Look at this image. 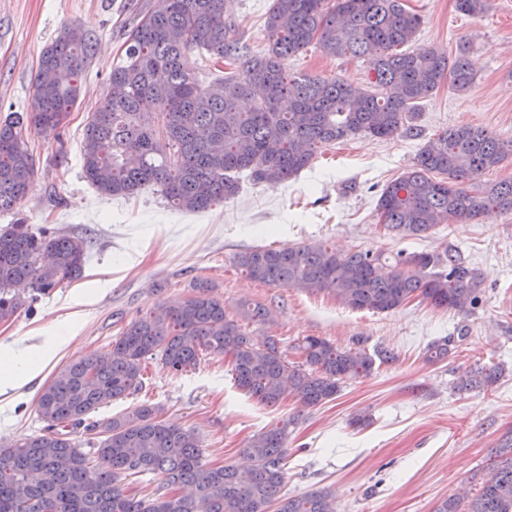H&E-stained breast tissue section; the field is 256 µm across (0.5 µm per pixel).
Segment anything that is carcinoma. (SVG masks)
Here are the masks:
<instances>
[{
  "instance_id": "1",
  "label": "carcinoma",
  "mask_w": 512,
  "mask_h": 512,
  "mask_svg": "<svg viewBox=\"0 0 512 512\" xmlns=\"http://www.w3.org/2000/svg\"><path fill=\"white\" fill-rule=\"evenodd\" d=\"M227 0H157L140 4L130 29L125 64L112 71L106 93L88 121L82 144L86 180L101 193L130 197L155 188L176 207L208 209L234 197L239 175L275 186L308 168L320 144L366 133L388 139L410 127L420 103L443 82L457 92L474 75L466 47L453 55L412 42L421 17L403 0H273L265 28L272 44L253 52L226 8ZM488 0H455L477 17ZM316 44L328 55L375 60L364 87L338 78L295 75L288 59ZM198 48L233 71L203 88L182 66ZM94 53V40L61 34L42 53L33 80V109L0 120V212L27 194L36 174L28 134L59 140L81 87L64 83ZM512 156V140L484 129L455 126L427 140L413 166L382 190L377 201L385 228L423 236L450 221L467 223L490 211H512V180L471 190L485 171ZM442 178L437 180L431 174ZM88 240L31 224L0 230V323L83 271ZM247 277L266 285L286 282L324 290L354 310L388 312L421 297L439 308L469 314L481 282L461 258L443 253L340 254L327 246L274 250L256 247L235 256ZM205 279L177 305L160 304L130 322L107 349L63 366L39 397L42 430L0 446V512H336L330 494L283 493L289 418L249 438L240 454L246 467L205 462L192 428L166 423L160 409L142 404L103 420L90 415L143 389L142 363L155 356L174 374L195 367L200 354L230 358L235 385L266 406L291 396L313 408L335 397L340 384L371 374L397 355L362 345L341 348L319 336L295 346L290 362L278 341L249 329L268 309L244 301L239 319ZM451 339L433 342L431 362L448 357ZM502 368L478 366L455 388L494 384ZM95 448L93 468L72 435ZM478 494L450 495L435 512H512V432L489 457ZM151 473L161 486L151 496L126 488L124 478Z\"/></svg>"
}]
</instances>
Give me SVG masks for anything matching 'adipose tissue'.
Here are the masks:
<instances>
[{
  "label": "adipose tissue",
  "instance_id": "obj_1",
  "mask_svg": "<svg viewBox=\"0 0 512 512\" xmlns=\"http://www.w3.org/2000/svg\"><path fill=\"white\" fill-rule=\"evenodd\" d=\"M75 329V322L70 321L44 336L40 343L30 344L18 339L1 344L0 395L26 385L58 352L69 345Z\"/></svg>",
  "mask_w": 512,
  "mask_h": 512
}]
</instances>
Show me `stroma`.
Here are the masks:
<instances>
[{
  "instance_id": "1",
  "label": "stroma",
  "mask_w": 512,
  "mask_h": 512,
  "mask_svg": "<svg viewBox=\"0 0 512 512\" xmlns=\"http://www.w3.org/2000/svg\"><path fill=\"white\" fill-rule=\"evenodd\" d=\"M136 2L0 0V117L30 111L41 54L65 28L78 26L96 38L62 141L30 133L37 174L14 210L0 213V226L22 220L93 241L81 279L0 324V342L8 343L55 330L70 317L78 321L67 349L22 389L0 396V441L42 429L39 395L64 365L104 350L132 320L159 304L183 301L193 280L207 279L228 315L244 300L264 304L266 329L289 360H296L292 347L306 336L341 347L360 340L366 350L391 349L398 359L345 381L333 400L304 408L291 398L275 406L249 398L235 386L224 358L205 357L181 374L155 358L145 363L143 390L101 408L98 418L159 405L165 421L197 431L208 463L227 465L239 463V450L253 434L298 415L288 435L284 491L329 490L337 512H434L452 494H476L491 449L512 429V212L444 224L427 238H401L379 224L376 204L419 148L448 128L471 125L512 139V0H491L477 17L458 12L455 0H405L422 18L409 50L439 47L452 54L466 45L472 87L455 92L440 86L419 107L418 135L381 140L361 134L320 146L297 176L276 186L243 183L237 196L202 212L176 209L152 189L129 198L104 196L83 177L84 128L122 62ZM270 3L232 0V14L256 52L269 44L264 22ZM288 67L362 85L372 65L367 58L325 55L313 44ZM61 146L63 159L56 155ZM315 243L388 257L455 252L482 281L479 305L467 317L418 298L389 312L353 310L326 291L252 281L233 262L258 246ZM444 337L451 340L447 359L428 361V345ZM477 364H498L504 372L488 388L456 391L457 376ZM361 413L369 424L352 426Z\"/></svg>"
}]
</instances>
